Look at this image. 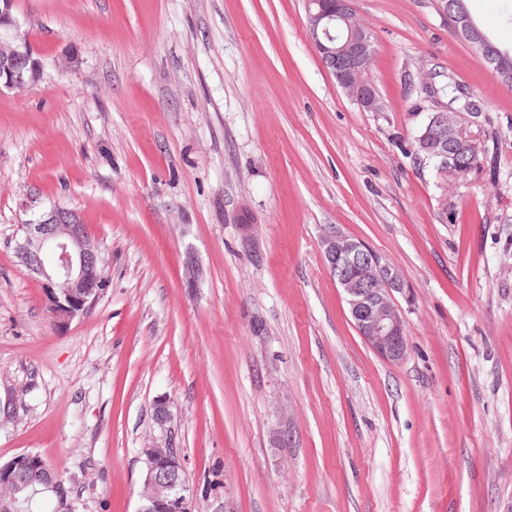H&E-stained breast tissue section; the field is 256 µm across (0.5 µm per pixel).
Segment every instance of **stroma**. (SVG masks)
Listing matches in <instances>:
<instances>
[{"label": "stroma", "instance_id": "35a3bbf8", "mask_svg": "<svg viewBox=\"0 0 512 512\" xmlns=\"http://www.w3.org/2000/svg\"><path fill=\"white\" fill-rule=\"evenodd\" d=\"M467 4L512 48L504 0ZM355 8L379 112L322 67L305 0H14L44 74L0 92V463L137 512L163 396L199 512H512V87L434 0ZM423 72L488 108L484 163L444 185L413 149ZM30 194L105 260L64 329L16 257ZM323 224L400 271L403 362L355 329Z\"/></svg>", "mask_w": 512, "mask_h": 512}]
</instances>
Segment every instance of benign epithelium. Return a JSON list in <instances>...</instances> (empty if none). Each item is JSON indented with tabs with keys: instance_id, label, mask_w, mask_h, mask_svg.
<instances>
[{
	"instance_id": "obj_1",
	"label": "benign epithelium",
	"mask_w": 512,
	"mask_h": 512,
	"mask_svg": "<svg viewBox=\"0 0 512 512\" xmlns=\"http://www.w3.org/2000/svg\"><path fill=\"white\" fill-rule=\"evenodd\" d=\"M436 7L452 19L455 31L484 59L500 83L512 81V59L488 40L466 10L450 0H436ZM306 19L309 39L323 67L360 108L381 111L378 92L368 78L374 57L372 34L358 21L354 0H306ZM42 75V63L13 16V0H0V89H24L39 82ZM418 87L433 103L415 135L418 159L432 164L443 181L450 172L479 166L478 143L466 132L468 114L457 112L448 118V107L436 95L434 75L421 79ZM21 208L30 218L18 225L17 258L41 283L55 325L65 328L89 312L103 292L101 251L78 211L58 203L43 208L32 196L21 202ZM320 244L359 335L382 360L402 362L408 340L394 298V293L405 289L399 271L335 224L321 226ZM153 418L161 436L140 449L143 485L150 493L141 496L138 512H195L194 489L175 443L167 398L154 401ZM2 484L17 493L36 487L54 494L56 512H77L60 476L38 453L21 452L0 464Z\"/></svg>"
}]
</instances>
